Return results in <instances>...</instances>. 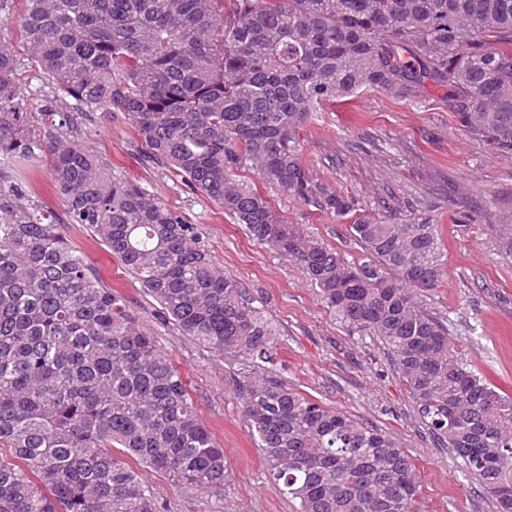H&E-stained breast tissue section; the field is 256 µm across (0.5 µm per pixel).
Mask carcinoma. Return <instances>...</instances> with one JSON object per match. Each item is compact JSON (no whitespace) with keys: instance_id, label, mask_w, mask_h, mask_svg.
<instances>
[{"instance_id":"1","label":"carcinoma","mask_w":512,"mask_h":512,"mask_svg":"<svg viewBox=\"0 0 512 512\" xmlns=\"http://www.w3.org/2000/svg\"><path fill=\"white\" fill-rule=\"evenodd\" d=\"M16 11L27 58L0 35V512H158L127 457L224 487V450L183 378L61 225H85L198 343L272 359L270 324L196 225L72 140L88 112L123 113L149 160L301 265L352 332L383 343L429 430L512 512V400L422 305L446 275L438 225L358 217L347 232L367 260L351 263L238 175L343 218L352 203L314 182L295 132L361 89L415 99L429 82L474 138L512 151V48L484 40L512 41V0H0L4 17ZM28 63L49 89L38 112L21 92ZM40 158L63 217L16 176ZM240 397L296 512H421L415 466L389 435L282 382L247 380Z\"/></svg>"}]
</instances>
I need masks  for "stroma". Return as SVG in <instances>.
Instances as JSON below:
<instances>
[{
  "instance_id": "1",
  "label": "stroma",
  "mask_w": 512,
  "mask_h": 512,
  "mask_svg": "<svg viewBox=\"0 0 512 512\" xmlns=\"http://www.w3.org/2000/svg\"><path fill=\"white\" fill-rule=\"evenodd\" d=\"M74 140L106 158L113 176L147 187L198 225L216 261L242 281L274 333V363L214 354L162 321L155 301L105 245L81 225H64L88 265L125 296L139 325L170 355L224 450L220 490L204 492L142 470L159 512H293L294 502L273 489L242 413L239 385L258 376L393 435L417 467L423 512H498L462 459L421 421L384 345L353 334L299 266L257 243L207 196L145 158L123 113L95 112L79 120ZM297 143L313 177L349 197L358 214H416L438 225L447 274L426 292L424 304L447 323L470 367L512 398V228L499 222L512 215V153L474 139L449 106L445 89L433 85L416 99L361 90L313 113ZM270 196L288 223L348 261L363 260L346 220L275 190Z\"/></svg>"
}]
</instances>
